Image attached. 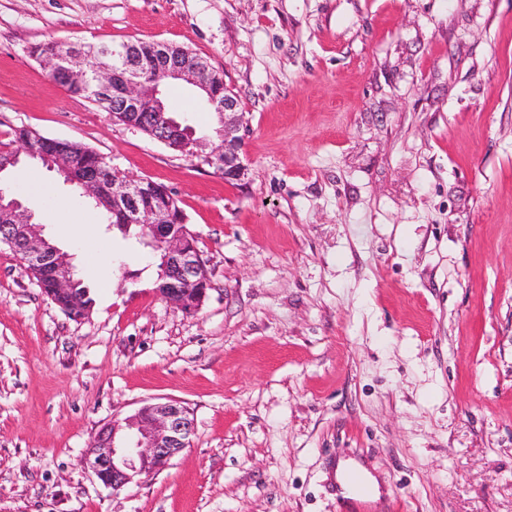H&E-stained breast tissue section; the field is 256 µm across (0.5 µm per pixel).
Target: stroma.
Returning <instances> with one entry per match:
<instances>
[{"label": "stroma", "instance_id": "1", "mask_svg": "<svg viewBox=\"0 0 512 512\" xmlns=\"http://www.w3.org/2000/svg\"><path fill=\"white\" fill-rule=\"evenodd\" d=\"M157 40L223 72L244 178L112 122L32 57ZM165 102L217 123L186 84ZM25 126L173 190L211 288L186 314L148 248L22 194L94 300L69 319L0 244V512H512V0H0V142ZM189 448L115 492L80 459L144 403ZM357 467V469H359L365 476L366 482L370 490L373 492L374 499L378 498L380 492L375 479L362 466L357 464ZM357 469L355 467L344 469L341 471L339 478L342 480L343 473L346 470L348 481L354 489V496H356L359 500L364 501L371 495V491L367 487L362 474Z\"/></svg>", "mask_w": 512, "mask_h": 512}]
</instances>
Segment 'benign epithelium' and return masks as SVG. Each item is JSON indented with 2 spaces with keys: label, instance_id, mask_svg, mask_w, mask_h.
<instances>
[{
  "label": "benign epithelium",
  "instance_id": "benign-epithelium-1",
  "mask_svg": "<svg viewBox=\"0 0 512 512\" xmlns=\"http://www.w3.org/2000/svg\"><path fill=\"white\" fill-rule=\"evenodd\" d=\"M126 50L112 51V63L104 62L94 70V79L102 89H112V121L132 129H148L151 138L180 152L191 149L200 163L215 168L224 179L239 181L246 174L243 163L244 115L237 96L224 91V100L217 103L212 94L205 70L209 65L200 60H185L162 74L168 80L181 81L191 87L211 104L218 105L219 126L215 138L198 137L195 131L174 116L167 114L158 99L161 85L141 78L139 72L123 70ZM50 74L60 73L70 82H84L88 72L84 58L77 52L64 57H54L49 63ZM42 158L47 167L66 175L71 167L70 158L64 154L43 157L20 148L0 163L16 165L21 156ZM78 188L89 200L109 197L112 213L123 224H142L147 240L161 250L162 268L156 291L174 308L186 313L197 312L203 305L210 287L208 271L197 245L196 236L186 223H172L170 212H153L146 215L128 208L130 200L141 190V184L112 178L107 185L98 177L88 176L78 180ZM8 219L13 238L23 246V262L36 269L51 273L52 288L46 296L53 300L73 292L76 284L70 258L42 235L41 225L33 221L34 215L13 198L9 205L0 207V217ZM194 434V419L189 408L180 401L148 402L123 421H112L100 429L87 449L82 465L92 472L105 487L119 491L141 475L165 470L171 461L190 447Z\"/></svg>",
  "mask_w": 512,
  "mask_h": 512
}]
</instances>
